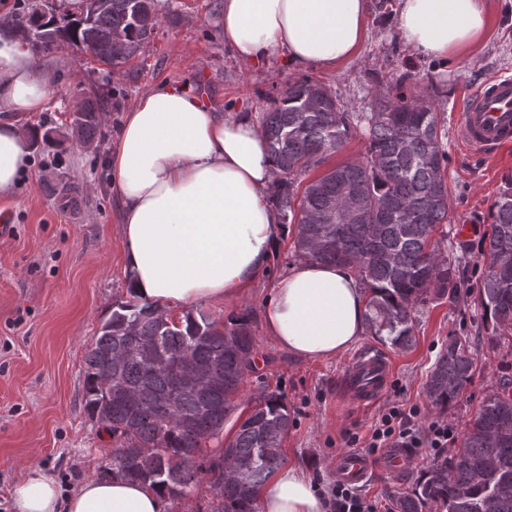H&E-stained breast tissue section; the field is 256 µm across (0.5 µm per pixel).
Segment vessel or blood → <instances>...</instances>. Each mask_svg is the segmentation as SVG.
Returning <instances> with one entry per match:
<instances>
[{
	"label": "vessel or blood",
	"instance_id": "1",
	"mask_svg": "<svg viewBox=\"0 0 512 512\" xmlns=\"http://www.w3.org/2000/svg\"><path fill=\"white\" fill-rule=\"evenodd\" d=\"M458 135L467 147L486 156L512 141L511 75H497L463 106ZM391 373L389 357L360 353L345 376L351 401L359 405L375 401L387 387ZM372 468V459L359 452L340 455L334 465L337 478L351 483L363 480Z\"/></svg>",
	"mask_w": 512,
	"mask_h": 512
}]
</instances>
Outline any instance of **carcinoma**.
Wrapping results in <instances>:
<instances>
[{
	"instance_id": "carcinoma-1",
	"label": "carcinoma",
	"mask_w": 512,
	"mask_h": 512,
	"mask_svg": "<svg viewBox=\"0 0 512 512\" xmlns=\"http://www.w3.org/2000/svg\"><path fill=\"white\" fill-rule=\"evenodd\" d=\"M159 0H110L95 18L84 9L64 25L40 29L38 0H24L15 31L38 53L76 47L101 65L139 59L158 25ZM107 99L82 103L71 134L90 144L100 135ZM259 128L275 164L271 201L283 227L293 226L301 258L350 266L368 295L367 331L399 349L413 345L420 303L453 298L458 257L445 171L448 135L439 112L423 97L380 94L368 111L350 112L326 85L309 78L288 83L269 99ZM365 156L325 167L356 132ZM325 170L303 183L301 177ZM483 241L488 259L477 302L494 338L512 346V179L495 201ZM139 336L153 343L141 350ZM193 350L199 373L224 367L220 387L191 385L176 361ZM256 339L249 315L224 320L186 312L175 320L137 299L112 311L85 356V407L114 444L104 474L146 484L167 499L197 483H224V502L210 512H257V492L280 466L294 420L283 397L266 392L250 401L234 437L213 457L203 443L224 431L227 414L244 395ZM172 362L156 369L150 357ZM474 357L465 337L450 336L428 375L426 396L445 413L472 377ZM112 375L136 398L127 403L102 385ZM397 512H512V380L488 394L466 428L461 446L424 470L394 496Z\"/></svg>"
}]
</instances>
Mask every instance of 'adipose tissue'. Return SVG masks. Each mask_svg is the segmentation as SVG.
Returning <instances> with one entry per match:
<instances>
[{
	"label": "adipose tissue",
	"mask_w": 512,
	"mask_h": 512,
	"mask_svg": "<svg viewBox=\"0 0 512 512\" xmlns=\"http://www.w3.org/2000/svg\"><path fill=\"white\" fill-rule=\"evenodd\" d=\"M367 0H224V42L241 60L275 57L333 70L366 34ZM490 0H399L396 27L417 53L465 58L484 37ZM51 72L0 16V195L27 168L32 141L21 119L42 111ZM120 202L130 296L157 305L232 303L269 265L281 228L264 193L275 179L251 112L210 110L185 88L161 84L129 109L108 159ZM368 296L344 265L303 259L279 275L263 312L270 340L320 361L351 348L367 328ZM15 512H165L166 499L118 478L65 493L29 466L12 492ZM259 512H326L328 500L299 464L275 471L257 493Z\"/></svg>",
	"instance_id": "obj_1"
}]
</instances>
